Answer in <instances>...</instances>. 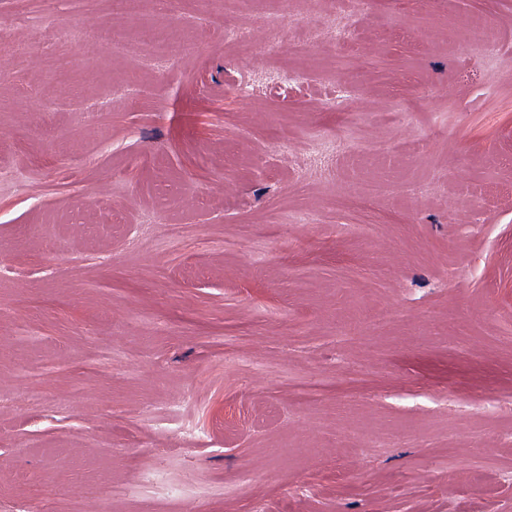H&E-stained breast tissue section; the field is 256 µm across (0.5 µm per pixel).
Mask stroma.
<instances>
[{"instance_id": "1", "label": "stroma", "mask_w": 512, "mask_h": 512, "mask_svg": "<svg viewBox=\"0 0 512 512\" xmlns=\"http://www.w3.org/2000/svg\"><path fill=\"white\" fill-rule=\"evenodd\" d=\"M277 10L0 0V512H512V63L471 27L512 0H294L253 53ZM108 24L168 58L47 36ZM281 5V8L278 13L274 14L270 18L269 22V29L267 38L259 43H256L254 45V51L257 54H265L268 50L274 48L277 44H279V37H280V17L288 12V6L291 4V1L288 0H281L278 1ZM366 379L365 376L358 372H352L349 377L344 381H333L329 379H323L320 377H310L308 379H300L294 383H291L289 387L294 390L298 399L303 403H313L319 399V397L327 390L342 389L346 391H355L360 389Z\"/></svg>"}]
</instances>
